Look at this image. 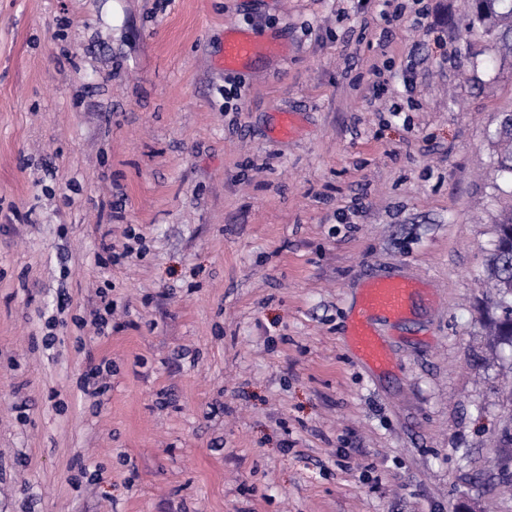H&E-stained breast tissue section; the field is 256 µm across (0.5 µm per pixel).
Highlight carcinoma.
<instances>
[{
	"mask_svg": "<svg viewBox=\"0 0 512 512\" xmlns=\"http://www.w3.org/2000/svg\"><path fill=\"white\" fill-rule=\"evenodd\" d=\"M472 24L505 57H512V0H472ZM493 136L502 146L498 169L512 178V112L502 114ZM496 241L486 260V279L494 290L488 317L498 341L512 347V213L495 227Z\"/></svg>",
	"mask_w": 512,
	"mask_h": 512,
	"instance_id": "cac0c4a2",
	"label": "carcinoma"
}]
</instances>
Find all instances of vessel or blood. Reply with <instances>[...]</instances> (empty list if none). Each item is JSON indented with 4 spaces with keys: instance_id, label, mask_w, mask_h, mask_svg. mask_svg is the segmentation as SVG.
<instances>
[{
    "instance_id": "1",
    "label": "vessel or blood",
    "mask_w": 512,
    "mask_h": 512,
    "mask_svg": "<svg viewBox=\"0 0 512 512\" xmlns=\"http://www.w3.org/2000/svg\"><path fill=\"white\" fill-rule=\"evenodd\" d=\"M260 54L259 44L248 34L236 32L224 40L226 68H238ZM419 291L416 282L406 279H372L364 286L346 338L356 357L373 371H385L390 366L386 345L374 328L375 320L405 321L412 314Z\"/></svg>"
}]
</instances>
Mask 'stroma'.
<instances>
[{"label":"stroma","mask_w":512,"mask_h":512,"mask_svg":"<svg viewBox=\"0 0 512 512\" xmlns=\"http://www.w3.org/2000/svg\"><path fill=\"white\" fill-rule=\"evenodd\" d=\"M470 18L0 0V512H512V61ZM231 31L268 53L225 69ZM371 278L424 287L385 373L345 337ZM493 136L503 146L498 158V169L502 174L509 176L512 182V112L502 114ZM496 241L486 260V279L493 288L488 322L498 341L512 347V213L496 224ZM490 311L498 313L489 316Z\"/></svg>","instance_id":"1"}]
</instances>
